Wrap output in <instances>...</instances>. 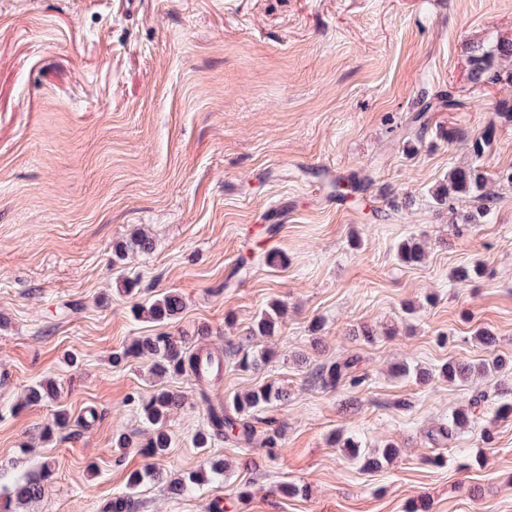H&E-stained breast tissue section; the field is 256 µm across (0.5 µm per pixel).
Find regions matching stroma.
I'll use <instances>...</instances> for the list:
<instances>
[{
	"label": "stroma",
	"mask_w": 512,
	"mask_h": 512,
	"mask_svg": "<svg viewBox=\"0 0 512 512\" xmlns=\"http://www.w3.org/2000/svg\"><path fill=\"white\" fill-rule=\"evenodd\" d=\"M500 40L512 41V0H0V496L51 457L45 493L24 512H100L146 462L136 397L165 388L186 403L156 461L165 478L136 490V512H211L216 500L225 512H410L426 498L432 512H512L499 376L437 375L451 359L512 357V122L481 159L466 143L512 105V81L468 79L473 49ZM451 90L466 108L435 106ZM424 107L427 130L406 142L397 126ZM448 128L461 139H443ZM475 163L492 218L451 224L430 190ZM339 178L367 180L359 201L336 200ZM136 229L152 251L114 261ZM410 237L426 249L417 265L396 255ZM257 249L286 262L225 287ZM475 263L483 274L455 287L453 269ZM128 278L136 296L123 291ZM167 291L183 299L177 318L135 317L134 303ZM277 300L287 310L276 336L250 337ZM363 325L373 342L354 338ZM478 330L495 347L474 342ZM162 331L216 353L246 336L273 356L248 372L225 360L204 397L196 381L153 376L149 358L112 365ZM352 355L365 385L311 382L317 365ZM402 362L431 380L393 376ZM48 377L57 400L21 407L24 389ZM270 383L288 392L268 410L284 425L278 458L194 444L207 401ZM480 391L493 443L472 429L432 445L428 428ZM59 409L74 424L44 443ZM120 432L133 447L117 446ZM339 432L400 454L361 471L332 443ZM214 454L221 479L169 494L167 479ZM284 481L306 495L282 497Z\"/></svg>",
	"instance_id": "obj_1"
}]
</instances>
